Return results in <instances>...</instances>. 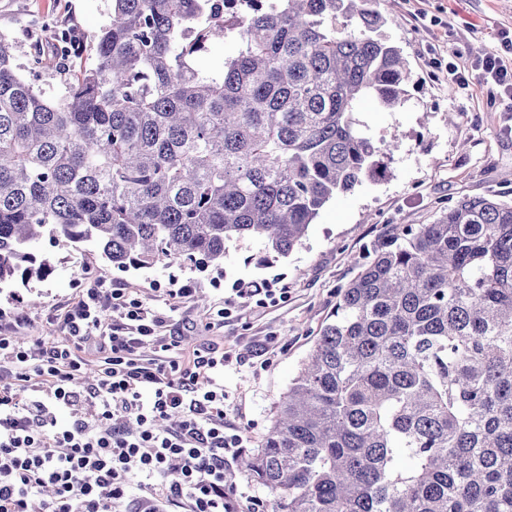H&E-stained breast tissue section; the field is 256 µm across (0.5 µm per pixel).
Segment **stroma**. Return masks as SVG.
<instances>
[{
	"label": "stroma",
	"mask_w": 512,
	"mask_h": 512,
	"mask_svg": "<svg viewBox=\"0 0 512 512\" xmlns=\"http://www.w3.org/2000/svg\"><path fill=\"white\" fill-rule=\"evenodd\" d=\"M383 32L398 46L410 71L407 97L386 109L365 100L357 117L373 137L391 146L389 174L333 198L319 212L300 245L266 264L262 243L233 240L216 267L156 264L119 268L92 247L44 238L38 254L49 255L45 280L0 284V310L22 317L23 341H60L57 317L77 302L83 288H122L130 298L164 317L171 345L166 356L187 361L194 350L224 352V425L241 435L244 450L259 447L278 401L329 321L339 287L359 272L366 244L394 225L431 223L463 196L512 195V112L491 83L471 79L458 89L454 67L497 47L496 35L512 32V0H382ZM111 0H0V33L15 45L21 74L36 70L37 84L52 99L63 98L65 81L53 64L33 68L45 34L38 17L73 27L75 53L86 54L90 37L110 16ZM271 281L287 289L284 301L241 299L240 281ZM188 284L191 297L172 298L170 282ZM227 318H219L222 308ZM225 491L239 512H271L267 490L239 474L228 459Z\"/></svg>",
	"instance_id": "stroma-1"
}]
</instances>
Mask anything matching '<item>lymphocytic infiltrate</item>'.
Returning <instances> with one entry per match:
<instances>
[{
  "label": "lymphocytic infiltrate",
  "instance_id": "f902f5d3",
  "mask_svg": "<svg viewBox=\"0 0 512 512\" xmlns=\"http://www.w3.org/2000/svg\"><path fill=\"white\" fill-rule=\"evenodd\" d=\"M163 317L123 289L94 286L63 318L66 343L40 355L0 331V512H115L130 483L145 496L134 512H238L224 492V458L239 435L224 430L222 352L188 363L142 357L168 350ZM104 358L81 389L88 342Z\"/></svg>",
  "mask_w": 512,
  "mask_h": 512
}]
</instances>
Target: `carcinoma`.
<instances>
[{
    "instance_id": "1",
    "label": "carcinoma",
    "mask_w": 512,
    "mask_h": 512,
    "mask_svg": "<svg viewBox=\"0 0 512 512\" xmlns=\"http://www.w3.org/2000/svg\"><path fill=\"white\" fill-rule=\"evenodd\" d=\"M112 0L94 60L49 99L0 33V283L53 271L44 237L118 267L285 256L332 198L386 176L356 117L402 104L378 0ZM215 34L236 54L206 75ZM239 470L272 512H512V201L393 226Z\"/></svg>"
}]
</instances>
